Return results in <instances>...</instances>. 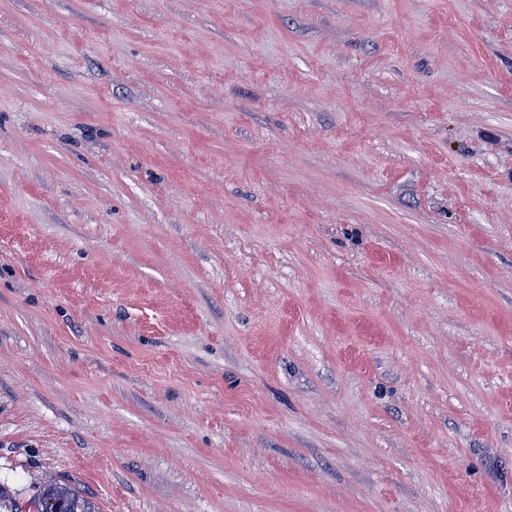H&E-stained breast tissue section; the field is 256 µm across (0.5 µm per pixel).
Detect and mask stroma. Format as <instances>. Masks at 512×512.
Segmentation results:
<instances>
[{
	"label": "stroma",
	"mask_w": 512,
	"mask_h": 512,
	"mask_svg": "<svg viewBox=\"0 0 512 512\" xmlns=\"http://www.w3.org/2000/svg\"><path fill=\"white\" fill-rule=\"evenodd\" d=\"M98 512H512V0H0V479ZM26 505L25 512H98L80 489L51 478L36 483Z\"/></svg>",
	"instance_id": "stroma-1"
}]
</instances>
